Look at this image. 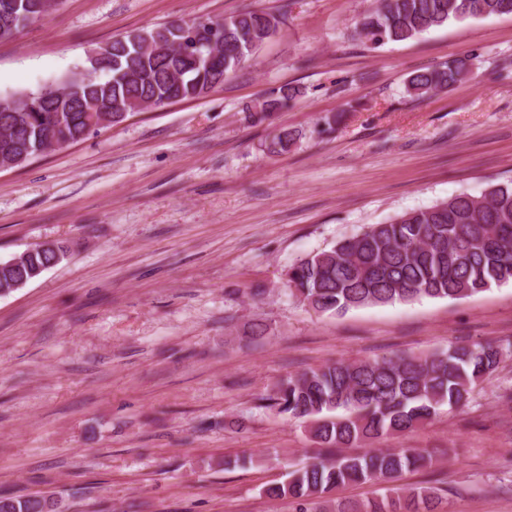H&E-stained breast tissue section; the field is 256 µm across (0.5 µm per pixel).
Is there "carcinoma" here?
Listing matches in <instances>:
<instances>
[{
    "instance_id": "1",
    "label": "carcinoma",
    "mask_w": 512,
    "mask_h": 512,
    "mask_svg": "<svg viewBox=\"0 0 512 512\" xmlns=\"http://www.w3.org/2000/svg\"><path fill=\"white\" fill-rule=\"evenodd\" d=\"M58 0H37L18 10L7 36L48 18ZM512 15V0H377L359 21L360 35L374 44L412 39L450 21ZM279 19L245 12L223 18L216 31L222 50L207 59L198 50L174 47V24L132 31L87 58L84 76L66 75L65 97L41 88L0 96V144L18 154L83 140L94 128L125 120L124 112L163 107L174 99H199L216 87L269 37ZM471 75L469 59L452 58L410 75L407 93L416 98L447 90ZM300 89L288 84L245 109L255 123L288 107ZM295 136L286 128L264 143L271 156L288 152ZM65 256V248L28 249L0 267V295L38 277ZM512 281V180L480 196L461 193L433 206L405 212L385 224L296 262L288 286L317 313L408 302L420 297L465 298ZM512 354V344L450 343L444 351L382 359H351L289 374L265 397L278 412L302 419L318 445L310 461L288 480L267 485L269 499L289 497L297 512H439L441 489L406 486L404 473L430 469L433 457L418 448L349 449L381 444L466 405L472 393ZM347 484H381L384 493L361 501L326 499ZM43 495L0 494V512H59Z\"/></svg>"
}]
</instances>
